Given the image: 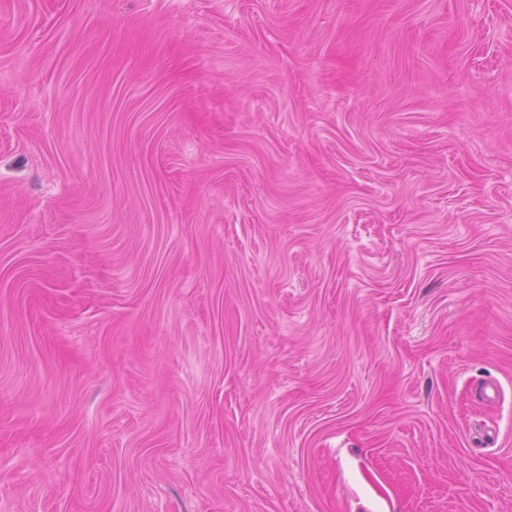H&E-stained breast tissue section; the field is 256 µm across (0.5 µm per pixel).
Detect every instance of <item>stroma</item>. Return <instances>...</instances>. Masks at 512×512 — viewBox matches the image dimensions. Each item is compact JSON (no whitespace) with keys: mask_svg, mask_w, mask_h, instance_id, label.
<instances>
[{"mask_svg":"<svg viewBox=\"0 0 512 512\" xmlns=\"http://www.w3.org/2000/svg\"><path fill=\"white\" fill-rule=\"evenodd\" d=\"M0 512H512V0H0Z\"/></svg>","mask_w":512,"mask_h":512,"instance_id":"1","label":"stroma"}]
</instances>
